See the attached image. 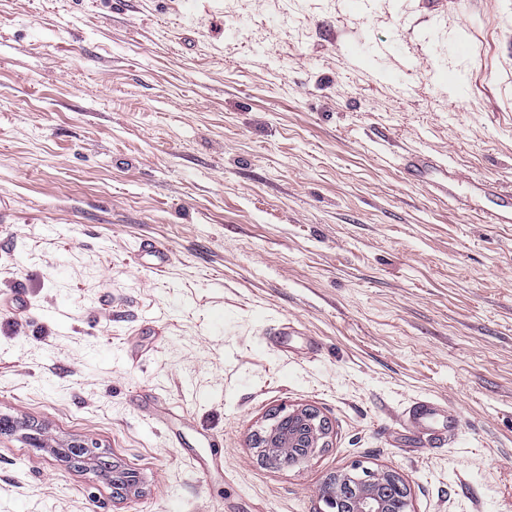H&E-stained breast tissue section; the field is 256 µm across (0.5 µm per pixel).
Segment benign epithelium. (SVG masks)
<instances>
[{
  "mask_svg": "<svg viewBox=\"0 0 512 512\" xmlns=\"http://www.w3.org/2000/svg\"><path fill=\"white\" fill-rule=\"evenodd\" d=\"M327 420L311 408L282 410L264 427L256 444L264 453L288 466L309 461L328 445ZM392 484L400 492L399 501L386 494L383 486ZM328 512H411L409 492L395 475L378 472L358 463L337 473L324 495Z\"/></svg>",
  "mask_w": 512,
  "mask_h": 512,
  "instance_id": "7a95c632",
  "label": "benign epithelium"
}]
</instances>
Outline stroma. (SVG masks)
<instances>
[{
  "mask_svg": "<svg viewBox=\"0 0 512 512\" xmlns=\"http://www.w3.org/2000/svg\"><path fill=\"white\" fill-rule=\"evenodd\" d=\"M410 150L512 189V0H0V512H325L355 463L512 512V224ZM298 406L328 447L263 462ZM404 168L407 175L413 179L433 176V186L444 194H448V186L456 185L463 178L460 172L437 167L429 157L418 151L407 154L404 158ZM406 422L411 428L437 434L451 432L457 426L456 416L447 410H442L429 401H420L413 404L408 413Z\"/></svg>",
  "mask_w": 512,
  "mask_h": 512,
  "instance_id": "stroma-1",
  "label": "stroma"
}]
</instances>
